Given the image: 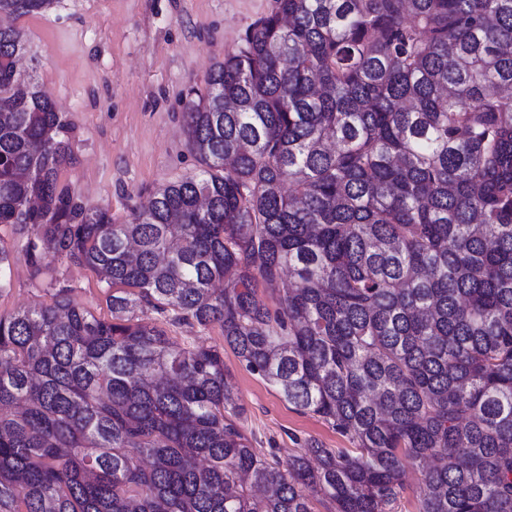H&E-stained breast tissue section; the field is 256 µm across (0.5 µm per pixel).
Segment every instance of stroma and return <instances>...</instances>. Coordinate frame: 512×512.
Here are the masks:
<instances>
[{"label": "stroma", "mask_w": 512, "mask_h": 512, "mask_svg": "<svg viewBox=\"0 0 512 512\" xmlns=\"http://www.w3.org/2000/svg\"><path fill=\"white\" fill-rule=\"evenodd\" d=\"M273 7L274 0H55L42 15L15 19L27 41L24 69L73 126V160L61 182L122 223L155 187L194 174L198 162L183 131L187 95L206 88L214 64ZM0 243L11 255L0 314L48 302L55 277L69 286L74 304L106 313L105 290L91 271L58 259L35 278L25 237L1 226ZM224 369L244 410L238 425L258 456L285 461L311 438L349 447L248 372L232 350L225 349Z\"/></svg>", "instance_id": "stroma-1"}]
</instances>
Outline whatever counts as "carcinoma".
Here are the masks:
<instances>
[{
	"label": "carcinoma",
	"mask_w": 512,
	"mask_h": 512,
	"mask_svg": "<svg viewBox=\"0 0 512 512\" xmlns=\"http://www.w3.org/2000/svg\"><path fill=\"white\" fill-rule=\"evenodd\" d=\"M25 52L1 27L0 225L109 316L55 282L0 315V512H393L413 466L418 512H512V0H275L189 92L198 173L123 224L59 183L71 125ZM143 304L354 447L262 460L224 352Z\"/></svg>",
	"instance_id": "1"
}]
</instances>
